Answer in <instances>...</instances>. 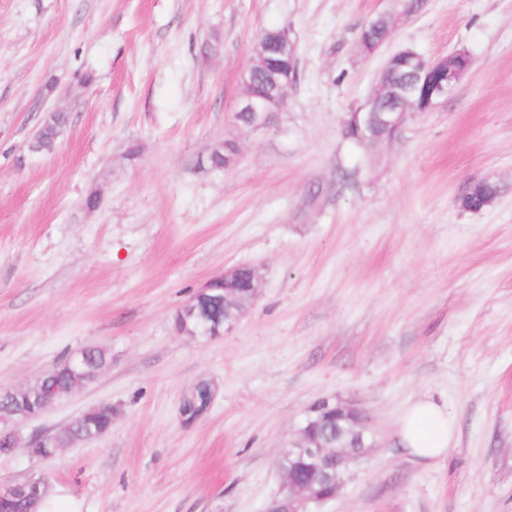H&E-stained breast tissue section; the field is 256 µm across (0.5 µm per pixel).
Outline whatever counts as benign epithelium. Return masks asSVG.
<instances>
[{"label":"benign epithelium","mask_w":512,"mask_h":512,"mask_svg":"<svg viewBox=\"0 0 512 512\" xmlns=\"http://www.w3.org/2000/svg\"><path fill=\"white\" fill-rule=\"evenodd\" d=\"M293 59V42L288 29L269 30L258 39L256 53L248 71L263 77L265 90L261 93L253 92L250 84L244 83L243 92L235 106L236 114H249V127H265L269 114L279 112L287 105L289 91L298 77V68L294 67ZM472 64V57L464 49L430 59L410 49L392 54L385 62L373 93L350 113L360 138L375 139L399 131L408 117L426 112L439 101L448 98ZM393 68L409 73V77L391 92V98L397 100L398 105L383 109L378 95L384 89L388 72ZM236 323L235 319H226L215 330L204 327L193 337L218 338L232 330ZM60 401L61 398L53 393L44 390L38 392L36 400L30 402L28 408L19 413L0 416V436H6L16 444L22 442L32 457L44 458L41 449L47 447L52 437L41 434L25 440L18 426L24 421L42 416ZM344 409L352 419L351 443L341 442L337 446H330L317 439L307 438L306 428H300L297 437L287 445L288 453L297 455L301 460H310L311 476L304 478L293 468L286 473L279 472L280 484L288 486V499L274 498L266 506L265 512H310L311 507L335 498L349 473L350 464L356 462L368 448L364 413L350 403L344 404ZM47 487L48 482L36 473H29L17 481L1 483L0 512H13V503L18 494L37 499Z\"/></svg>","instance_id":"1"}]
</instances>
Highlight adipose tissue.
<instances>
[{
    "label": "adipose tissue",
    "mask_w": 512,
    "mask_h": 512,
    "mask_svg": "<svg viewBox=\"0 0 512 512\" xmlns=\"http://www.w3.org/2000/svg\"><path fill=\"white\" fill-rule=\"evenodd\" d=\"M454 433L455 420L447 405L427 396L409 402L400 418L401 441L409 454L420 461L443 460Z\"/></svg>",
    "instance_id": "obj_1"
}]
</instances>
